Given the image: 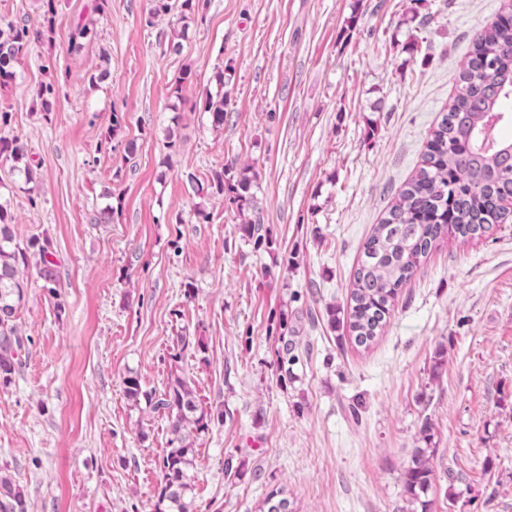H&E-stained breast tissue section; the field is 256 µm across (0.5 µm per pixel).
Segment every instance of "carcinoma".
<instances>
[{
  "label": "carcinoma",
  "mask_w": 512,
  "mask_h": 512,
  "mask_svg": "<svg viewBox=\"0 0 512 512\" xmlns=\"http://www.w3.org/2000/svg\"><path fill=\"white\" fill-rule=\"evenodd\" d=\"M42 24L7 23L0 36V87L16 78L15 65L31 44L51 38L55 31L57 0H40ZM208 0H149L147 21L171 16L187 31L205 19ZM95 37L94 29L80 26L69 33L68 51L80 53ZM217 90L201 93L211 125L224 127L227 97L224 73ZM512 101V23L493 22L476 38L472 55L464 61L456 93L448 111L432 129L416 175L375 225L364 244L348 299L346 325L354 342L370 347L387 324L403 284L417 270L433 244L447 235L476 238L501 222L505 204L512 202V141L500 134L507 120L504 105ZM0 158L25 184L34 182L27 146L15 134L12 116L0 111ZM187 182L194 195L229 194L244 212L253 207V178L242 172L234 183L224 182V169H215L207 184L193 175ZM35 268L40 288L62 308L57 264L47 243L32 238L21 244L14 232L8 203L0 202V386L13 382L19 366L23 336L16 312L24 304L28 272ZM125 393L133 403L145 401L152 411L168 414L171 438L159 460L162 479L157 489L156 512H189L193 488L188 471L195 463L199 435L222 420V413L203 407L190 381L175 376L164 397L154 400L142 390L140 379L125 378ZM435 451L419 448L403 471L404 492L410 502L427 496L435 481ZM0 512H28L23 490L0 476Z\"/></svg>",
  "instance_id": "1"
}]
</instances>
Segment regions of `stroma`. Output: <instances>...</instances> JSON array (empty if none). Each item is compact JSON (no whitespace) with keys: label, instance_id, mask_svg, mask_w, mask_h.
Wrapping results in <instances>:
<instances>
[{"label":"stroma","instance_id":"1","mask_svg":"<svg viewBox=\"0 0 512 512\" xmlns=\"http://www.w3.org/2000/svg\"><path fill=\"white\" fill-rule=\"evenodd\" d=\"M504 12L503 0H209L174 54L171 21L146 24L147 0H58L53 40L0 88L37 179L27 191L0 163V198L20 241L49 240L62 294L29 277L22 363L0 387V475L29 512H155L169 421L127 398L131 374L156 394L186 377L223 414L196 442L190 512H258L273 491L294 512H512V218L437 241L370 348L343 316L365 241ZM84 23L96 36L70 55ZM49 82L46 110L36 91ZM219 82L216 131L200 94ZM116 111L121 130L101 145ZM219 166L251 167L259 238L228 198L188 190ZM107 205L114 222L94 223ZM182 330L205 348L174 364ZM428 444L438 476L424 508L401 475Z\"/></svg>","mask_w":512,"mask_h":512}]
</instances>
